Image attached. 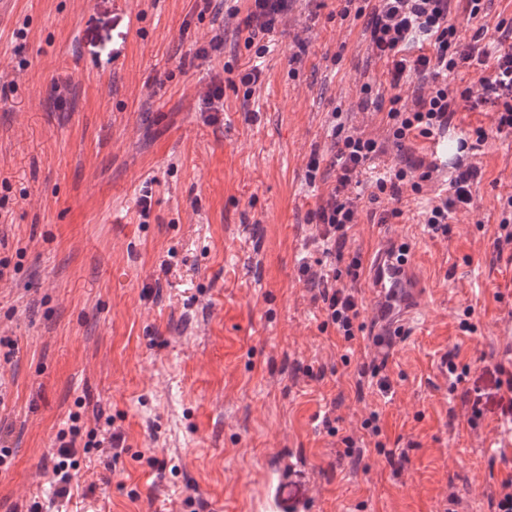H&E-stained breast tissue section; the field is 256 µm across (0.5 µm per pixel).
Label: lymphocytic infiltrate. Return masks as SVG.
I'll list each match as a JSON object with an SVG mask.
<instances>
[{
  "label": "lymphocytic infiltrate",
  "mask_w": 512,
  "mask_h": 512,
  "mask_svg": "<svg viewBox=\"0 0 512 512\" xmlns=\"http://www.w3.org/2000/svg\"><path fill=\"white\" fill-rule=\"evenodd\" d=\"M247 13L241 24L247 31L246 47L263 56L267 45L258 43V35L270 36L288 11V0H248ZM453 0H377L372 10L357 6L356 16H369L370 45L374 54L385 59L391 75V88L418 78L411 105L401 103L394 94L388 100L390 126L388 143H380L349 131L333 128L336 153L332 165L336 184L318 207L309 214L310 223L319 227L316 242L323 253L341 255L348 232L357 221L361 195L359 187L366 168L386 154L389 146H403L412 138H433L447 129L461 103L472 108L490 106L495 113L498 132L512 134V21H500L495 29L480 27L476 41L464 43L462 31L453 19ZM490 66L489 75H480L478 88H458L450 77L462 68L482 70ZM436 169L423 159L402 167H393L376 178L370 202L381 196L397 198L401 182H409L414 192H421ZM478 174L476 167L457 169L444 195L421 212L424 224L433 233H447L448 221L457 210L472 203L470 182ZM362 262L353 257L344 270H315L304 264L300 272L313 286L319 287L328 323L345 337H352L360 317L358 299L352 289L360 279Z\"/></svg>",
  "instance_id": "obj_1"
}]
</instances>
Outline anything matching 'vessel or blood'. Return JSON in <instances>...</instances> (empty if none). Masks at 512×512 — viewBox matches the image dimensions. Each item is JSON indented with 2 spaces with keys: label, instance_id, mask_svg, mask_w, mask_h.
<instances>
[{
  "label": "vessel or blood",
  "instance_id": "1",
  "mask_svg": "<svg viewBox=\"0 0 512 512\" xmlns=\"http://www.w3.org/2000/svg\"><path fill=\"white\" fill-rule=\"evenodd\" d=\"M367 284L374 295L372 345L382 361L392 354L407 325L421 314L425 290L411 261L401 259L394 240L371 257Z\"/></svg>",
  "mask_w": 512,
  "mask_h": 512
}]
</instances>
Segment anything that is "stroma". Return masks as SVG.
Wrapping results in <instances>:
<instances>
[{"mask_svg": "<svg viewBox=\"0 0 512 512\" xmlns=\"http://www.w3.org/2000/svg\"><path fill=\"white\" fill-rule=\"evenodd\" d=\"M0 10V512H495L512 476L492 372L512 360V135L494 112L460 107L481 170L448 235L420 211L379 223L362 202L346 254L409 243L425 307L375 364L373 295L360 330L325 325L299 275L324 261L308 214L334 187V113L384 140L392 89L363 17L343 0H291L268 52L246 49L219 0H8ZM223 53L196 48L216 31ZM258 65L251 97L212 77ZM373 93L363 96V86ZM318 155L315 184L307 182ZM150 195L149 217L139 200ZM475 329L461 330L464 310ZM453 357L462 382L442 368ZM388 377L380 391L372 370ZM488 405L470 424L476 390ZM122 434L78 453L69 495L52 481L57 435ZM333 418L329 433L324 418Z\"/></svg>", "mask_w": 512, "mask_h": 512, "instance_id": "1", "label": "stroma"}]
</instances>
